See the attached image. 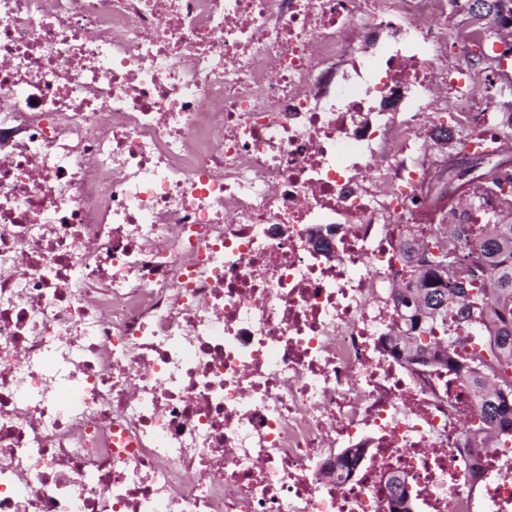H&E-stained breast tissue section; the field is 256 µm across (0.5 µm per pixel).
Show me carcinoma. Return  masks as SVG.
Returning a JSON list of instances; mask_svg holds the SVG:
<instances>
[{"label":"carcinoma","mask_w":512,"mask_h":512,"mask_svg":"<svg viewBox=\"0 0 512 512\" xmlns=\"http://www.w3.org/2000/svg\"><path fill=\"white\" fill-rule=\"evenodd\" d=\"M471 248L460 254V225H440V237L448 239L446 253L457 264L448 268V285L436 288L440 299L432 306L435 317L418 331L430 342L444 343L448 358L442 367L465 378L475 370L493 380L495 396L482 404L485 420L498 434L512 437V224H472ZM477 347L461 364L457 351H465L471 337Z\"/></svg>","instance_id":"carcinoma-1"}]
</instances>
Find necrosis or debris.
Here are the masks:
<instances>
[{
  "label": "necrosis or debris",
  "mask_w": 512,
  "mask_h": 512,
  "mask_svg": "<svg viewBox=\"0 0 512 512\" xmlns=\"http://www.w3.org/2000/svg\"><path fill=\"white\" fill-rule=\"evenodd\" d=\"M445 5L0 0V512H512L474 386L379 344L421 129L512 149Z\"/></svg>",
  "instance_id": "necrosis-or-debris-1"
}]
</instances>
